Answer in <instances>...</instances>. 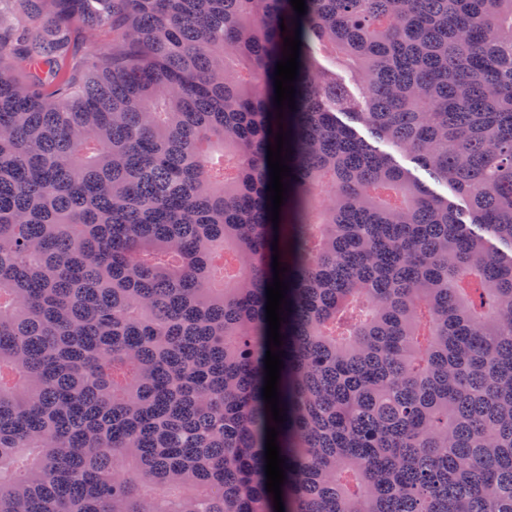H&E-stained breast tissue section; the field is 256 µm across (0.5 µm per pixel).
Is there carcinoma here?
Here are the masks:
<instances>
[{"label":"carcinoma","mask_w":512,"mask_h":512,"mask_svg":"<svg viewBox=\"0 0 512 512\" xmlns=\"http://www.w3.org/2000/svg\"><path fill=\"white\" fill-rule=\"evenodd\" d=\"M39 2L0 15V512H276L275 240L284 512H512V0ZM76 51L73 55L75 66L80 69L91 54H106L112 50V31L108 27L89 30L81 28ZM318 59L320 65L336 75L337 80L343 84L349 92L357 98H361V90L359 88L355 72L340 58H334L319 53ZM355 128L362 137L379 147L381 150L391 153L403 167L412 170L416 177L423 181L431 192L448 197V199L459 203V199L454 196L453 192L447 187V185L430 178L422 169L416 167L415 163L412 162L407 154L396 151V149L389 143L375 142L363 126L355 125Z\"/></svg>","instance_id":"carcinoma-1"}]
</instances>
